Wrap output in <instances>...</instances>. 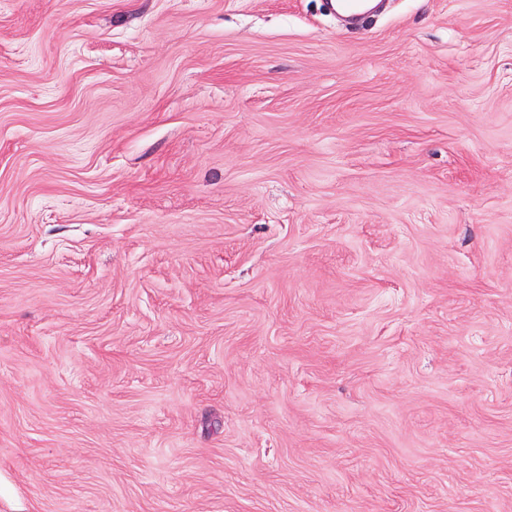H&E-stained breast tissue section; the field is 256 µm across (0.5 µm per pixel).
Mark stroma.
<instances>
[{"instance_id": "35a3bbf8", "label": "stroma", "mask_w": 512, "mask_h": 512, "mask_svg": "<svg viewBox=\"0 0 512 512\" xmlns=\"http://www.w3.org/2000/svg\"><path fill=\"white\" fill-rule=\"evenodd\" d=\"M0 512H512V0H0Z\"/></svg>"}]
</instances>
